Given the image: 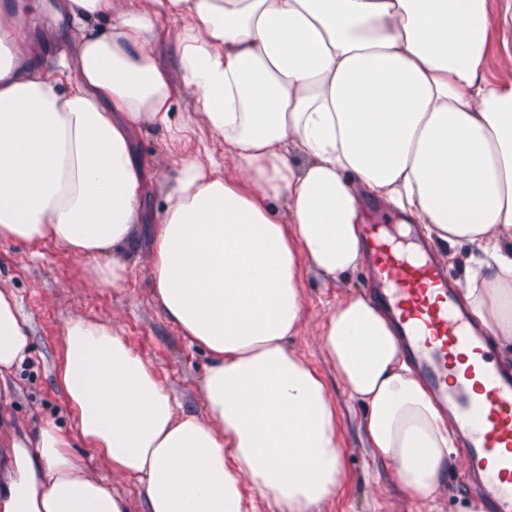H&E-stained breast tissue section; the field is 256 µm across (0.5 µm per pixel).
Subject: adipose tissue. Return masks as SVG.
Segmentation results:
<instances>
[{"label": "adipose tissue", "instance_id": "adipose-tissue-1", "mask_svg": "<svg viewBox=\"0 0 512 512\" xmlns=\"http://www.w3.org/2000/svg\"><path fill=\"white\" fill-rule=\"evenodd\" d=\"M176 24L193 111L173 112L155 20ZM43 32L0 11V240L48 241L114 287L151 195L133 133L224 146L181 155L153 229L152 300L206 352L205 411L184 408L111 324L69 321L58 380L70 429L0 436V512H130L86 476L74 440L137 479L143 512H316L340 482L336 411L289 347L300 271L335 282L366 259L369 207L465 249L458 299L512 343V5L490 0H50ZM283 203L282 216L273 206ZM31 319L0 289V381L30 355ZM324 347L372 457L434 499L459 440L371 296L340 301Z\"/></svg>", "mask_w": 512, "mask_h": 512}]
</instances>
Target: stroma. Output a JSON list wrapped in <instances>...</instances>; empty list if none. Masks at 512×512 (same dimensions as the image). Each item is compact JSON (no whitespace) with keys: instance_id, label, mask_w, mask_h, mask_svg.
<instances>
[{"instance_id":"obj_1","label":"stroma","mask_w":512,"mask_h":512,"mask_svg":"<svg viewBox=\"0 0 512 512\" xmlns=\"http://www.w3.org/2000/svg\"><path fill=\"white\" fill-rule=\"evenodd\" d=\"M168 140V133L160 129L143 131L133 139L135 152L160 179L175 169V157L165 148ZM151 247L148 232L140 231L139 250L130 259L119 287L112 288L90 277L89 260L49 244L0 240V286L15 293L32 326V356L9 375L12 400L0 407V421L18 436L32 434L48 421L67 427V409L56 377L65 324L80 316L112 323L132 350L153 366L167 390L186 407L202 410L199 383L208 359L157 313L151 295ZM299 288L303 322L290 344L324 382L336 409L341 440L340 485L335 496L320 505V512H458L473 497L462 480L463 467L449 472L435 502L424 503L401 487L392 465L368 454L361 433L362 410L350 400L324 349L322 325L331 307L350 296L371 292L370 264L336 283L302 272ZM75 452L86 458L93 476L106 479L113 491L128 499L131 512H141L135 478L111 472L95 449L83 442H76Z\"/></svg>"}]
</instances>
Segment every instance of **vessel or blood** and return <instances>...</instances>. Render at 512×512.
<instances>
[{
    "label": "vessel or blood",
    "mask_w": 512,
    "mask_h": 512,
    "mask_svg": "<svg viewBox=\"0 0 512 512\" xmlns=\"http://www.w3.org/2000/svg\"><path fill=\"white\" fill-rule=\"evenodd\" d=\"M372 253L379 300L410 359L466 430L461 456L470 485L484 497L487 512H512V371L495 361L430 256L379 237Z\"/></svg>",
    "instance_id": "1"
}]
</instances>
